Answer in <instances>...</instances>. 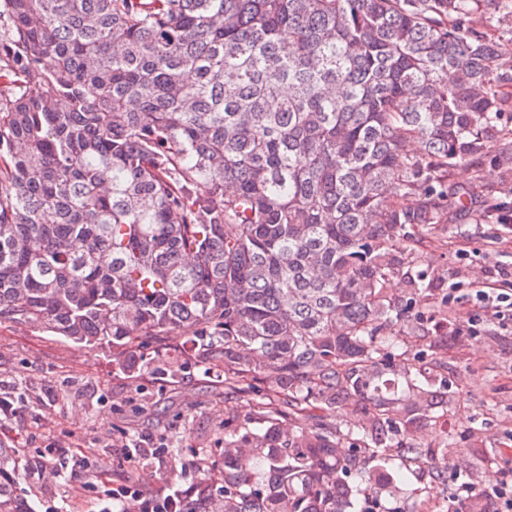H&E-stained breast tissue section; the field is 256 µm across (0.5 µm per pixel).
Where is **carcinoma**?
Returning <instances> with one entry per match:
<instances>
[{"label":"carcinoma","mask_w":512,"mask_h":512,"mask_svg":"<svg viewBox=\"0 0 512 512\" xmlns=\"http://www.w3.org/2000/svg\"><path fill=\"white\" fill-rule=\"evenodd\" d=\"M505 40L512 0H0V320L266 392L169 512H394V461L448 474L417 441L448 377L403 350L433 279L386 285L467 206L455 167L512 168Z\"/></svg>","instance_id":"carcinoma-1"}]
</instances>
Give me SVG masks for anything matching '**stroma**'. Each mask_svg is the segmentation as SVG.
<instances>
[{"mask_svg":"<svg viewBox=\"0 0 512 512\" xmlns=\"http://www.w3.org/2000/svg\"><path fill=\"white\" fill-rule=\"evenodd\" d=\"M452 182L472 205L428 238L426 266L438 287L512 281V227L489 209L512 203V174L487 162L457 168ZM447 325L445 346L427 349L413 331L404 341L409 353L428 350L447 365L455 397L422 439L447 448L450 478L441 482L425 470L407 476L396 512L452 503L461 476L485 512H496L487 491L512 474V327L487 309L453 305ZM0 396L14 407L0 417V440L21 451L20 489L34 512H139L136 499L112 501L113 490L132 485L155 496L187 489L194 450L222 448L224 419L243 423L251 414L249 400H225L219 366L182 360L131 377L116 370L110 348L79 347L8 320L0 321ZM132 438L152 449L180 448L179 472L128 456Z\"/></svg>","mask_w":512,"mask_h":512,"instance_id":"1","label":"stroma"}]
</instances>
